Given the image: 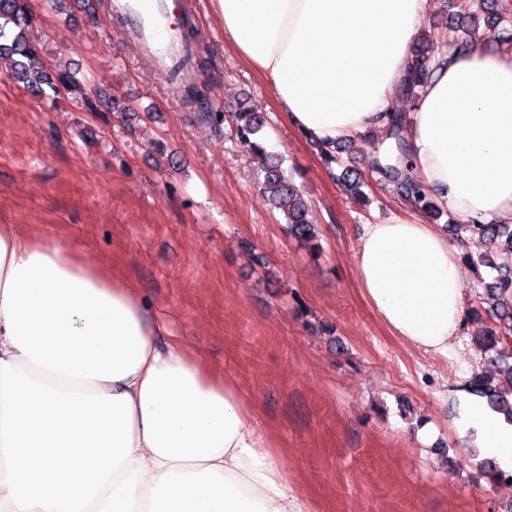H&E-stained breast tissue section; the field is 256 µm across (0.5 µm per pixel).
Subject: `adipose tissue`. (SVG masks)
Wrapping results in <instances>:
<instances>
[{
    "label": "adipose tissue",
    "instance_id": "ef3b65f1",
    "mask_svg": "<svg viewBox=\"0 0 512 512\" xmlns=\"http://www.w3.org/2000/svg\"><path fill=\"white\" fill-rule=\"evenodd\" d=\"M224 39L284 119L333 145L388 129L428 0H216ZM403 165L462 220L512 221V59L445 49ZM360 286L406 344L447 356L464 320L454 247L422 217L369 224ZM161 327L135 286L0 224V512H312L254 403ZM466 432L512 469V425Z\"/></svg>",
    "mask_w": 512,
    "mask_h": 512
}]
</instances>
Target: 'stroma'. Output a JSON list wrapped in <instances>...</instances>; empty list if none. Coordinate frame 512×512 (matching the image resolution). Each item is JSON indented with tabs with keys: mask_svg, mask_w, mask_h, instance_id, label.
<instances>
[{
	"mask_svg": "<svg viewBox=\"0 0 512 512\" xmlns=\"http://www.w3.org/2000/svg\"><path fill=\"white\" fill-rule=\"evenodd\" d=\"M98 2L91 13L85 0L66 14L37 5V33L118 108L89 112L64 98L53 107L0 76V224L130 279L167 335L253 395L316 512H512V485L490 480L491 454L461 432L472 373L496 371L472 322L448 357H433L392 336L359 286L364 225L414 213L371 167L387 138L351 141L326 165L225 44L215 0H188L205 40L197 82L224 114L223 125L204 123ZM248 106L311 203L320 251L268 204L262 161L233 129ZM346 168L362 175L363 195L342 190Z\"/></svg>",
	"mask_w": 512,
	"mask_h": 512,
	"instance_id": "obj_1",
	"label": "stroma"
}]
</instances>
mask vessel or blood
I'll return each instance as SVG.
<instances>
[{"mask_svg": "<svg viewBox=\"0 0 512 512\" xmlns=\"http://www.w3.org/2000/svg\"><path fill=\"white\" fill-rule=\"evenodd\" d=\"M180 0H111L113 17L122 22L125 37L153 70L169 77L183 74L197 44L179 17Z\"/></svg>", "mask_w": 512, "mask_h": 512, "instance_id": "b4317fda", "label": "vessel or blood"}]
</instances>
